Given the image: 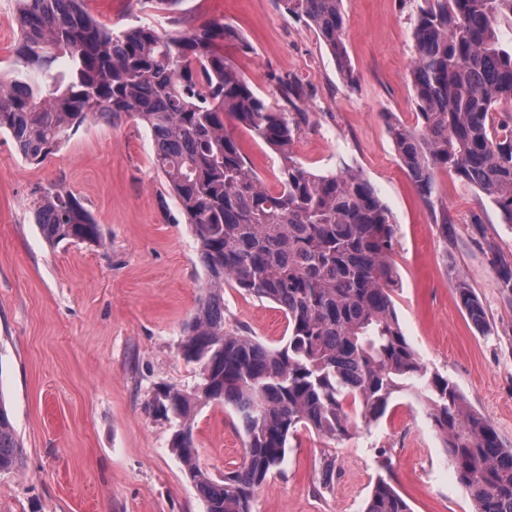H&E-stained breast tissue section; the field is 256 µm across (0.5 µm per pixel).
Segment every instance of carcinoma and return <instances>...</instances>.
Wrapping results in <instances>:
<instances>
[{"instance_id": "carcinoma-1", "label": "carcinoma", "mask_w": 512, "mask_h": 512, "mask_svg": "<svg viewBox=\"0 0 512 512\" xmlns=\"http://www.w3.org/2000/svg\"><path fill=\"white\" fill-rule=\"evenodd\" d=\"M304 19L356 84L345 45L344 0H280ZM19 41L10 75L0 77V133L39 165L89 121L139 120L151 133L153 165L190 224L207 288L184 324L178 353L199 369L191 389L165 387L157 413L178 420L172 447L206 512H252L257 488L284 461L290 438L313 432L330 442L350 434L351 414L383 418L396 394L412 391L443 437L457 482L474 512H512V448L468 407L456 384L428 371L404 336L393 300L395 225L374 187L345 162L316 173L292 146L306 119L301 84L273 77L268 103L220 45L250 49L220 21L160 31L114 28L84 0H16ZM512 0H424L412 29L410 71L419 128L388 121L419 195L432 204L435 175L452 169L512 224ZM262 140L280 160L270 191L227 124ZM32 209L44 239L102 241L100 225L59 178ZM487 249L499 287L512 294V258ZM450 282L473 325L482 304L458 274ZM277 306L288 335L267 344L224 322V288ZM233 408L245 435L241 466L216 479L201 466L197 414ZM21 444L0 400V471L21 460ZM365 512H413L380 478Z\"/></svg>"}]
</instances>
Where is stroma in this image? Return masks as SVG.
<instances>
[{"label": "stroma", "mask_w": 512, "mask_h": 512, "mask_svg": "<svg viewBox=\"0 0 512 512\" xmlns=\"http://www.w3.org/2000/svg\"><path fill=\"white\" fill-rule=\"evenodd\" d=\"M420 0H346V47L355 87L340 79L322 41L279 0H182L162 14L137 0H86L103 23L187 29L231 24L249 43L224 56L266 101L271 75L297 78L306 120L294 152L310 170L346 160L375 188L396 226L394 304L403 333L429 371L447 376L512 448V300L498 286L486 242L512 253V224L454 173L437 175L440 235L387 131L419 125L410 80L411 31ZM264 185L277 188L279 159L244 128L233 130ZM149 131L125 117L89 122L41 165L25 162L0 133V397L22 444L18 469L0 472V512H205L170 447L174 418L151 406L162 385L190 388L195 366L178 354L183 324L206 286L197 244L152 164ZM92 213L103 245L43 239L30 202L57 178ZM481 224H473V215ZM461 273L482 302L487 331L460 309L449 280ZM224 321L267 343L285 333L282 313L236 288ZM231 406L197 417L199 460L214 476L241 466L245 436ZM325 439L301 432L259 488L252 512H363L378 478L413 512H473L426 406L397 394L367 425L352 418L324 483Z\"/></svg>", "instance_id": "1"}]
</instances>
